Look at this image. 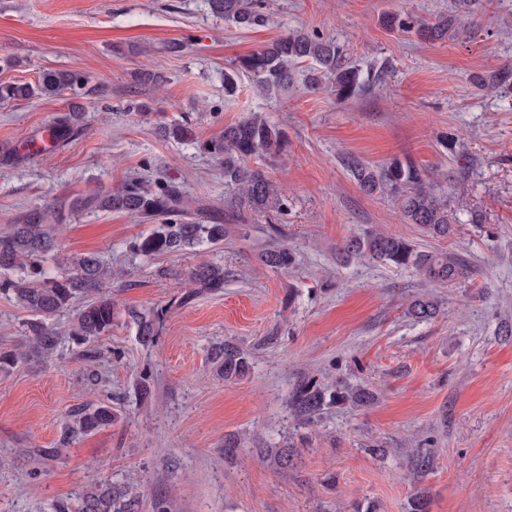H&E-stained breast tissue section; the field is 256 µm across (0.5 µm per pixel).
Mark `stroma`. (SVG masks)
<instances>
[{"label": "stroma", "instance_id": "1", "mask_svg": "<svg viewBox=\"0 0 512 512\" xmlns=\"http://www.w3.org/2000/svg\"><path fill=\"white\" fill-rule=\"evenodd\" d=\"M264 4L266 25L242 29L209 0H0V83H33L49 70L85 78L55 97L0 104V154L38 137L55 114H83L66 146L20 164L0 158V229L51 209L56 263L94 251L122 275L108 336L0 370V512H50L100 476L140 480L144 503L161 494L171 512H406L420 491L429 512H512V335L499 331L512 324V97L472 81L512 63V0H484L468 32L444 42L386 29L381 18L431 21L453 0ZM291 29L345 44L362 75H375L370 91L348 101L313 91L309 64L297 62L287 92L244 77L225 93V70ZM144 68L162 83L139 84ZM253 112L288 136L283 156L250 162L286 208L240 217L226 206L233 190L218 166L162 129L187 119L207 140ZM449 134L452 149L440 141ZM352 155L377 166L411 160L451 196L460 223L447 247L476 274L434 287L441 311L431 321L405 315L422 290L413 270L336 259L337 245L365 228L418 237L390 196L359 189L345 167ZM135 175L177 183L227 226L223 245L146 262L131 245L149 225L71 210L72 200ZM274 224L297 256L287 271L260 260ZM206 263L223 265L222 290L196 292L189 275ZM130 308L159 313L154 346L139 342ZM27 318L0 292V350L22 348ZM222 342L249 353L243 378L213 372L210 352ZM91 366L93 388L83 379ZM310 377L377 399L306 422L288 397ZM92 399L111 404L117 421L43 461L38 449L53 447L63 418ZM229 437L239 441L230 460ZM257 438L294 446L292 464L259 459ZM427 438L432 463L417 474L412 461ZM373 444L386 455H371Z\"/></svg>", "mask_w": 512, "mask_h": 512}]
</instances>
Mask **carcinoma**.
I'll list each match as a JSON object with an SVG mask.
<instances>
[{
  "label": "carcinoma",
  "mask_w": 512,
  "mask_h": 512,
  "mask_svg": "<svg viewBox=\"0 0 512 512\" xmlns=\"http://www.w3.org/2000/svg\"><path fill=\"white\" fill-rule=\"evenodd\" d=\"M456 2V14L440 16L435 21H406L387 14L383 17V24L404 31L414 27L428 40H446L448 32L461 29L464 17H474L478 0ZM211 6L215 12L231 18L243 28L261 26L265 22L260 0H211ZM309 59L317 65L309 73L310 87H317L326 80L339 100L350 99L363 90L365 81L350 65L347 49L333 39L314 33H286L261 50L240 57L235 66L236 72L251 77L263 90L270 92L285 89L291 83L290 63ZM474 82L491 93L510 94L512 66H502L489 75L478 74ZM78 83L80 78L73 72L49 70L42 73L33 85L0 84V103L28 100L34 96L54 97ZM79 120L78 112L55 116L52 144L61 147ZM163 133L167 138L199 144L201 151L224 170V182L236 190L232 209L262 214L284 208L280 189L263 172L248 165V161L255 157L279 155L286 146L285 133L265 117L255 114L244 118L203 142L199 141L189 121L166 126ZM346 164L363 192L391 196L404 223L415 226L420 235L430 241L441 242L454 233L458 219L452 211L449 197L438 193L434 181L416 164L394 159L386 167L378 169L355 157L347 158ZM71 208L76 211H123L155 225L148 235L133 245L134 252L146 258L191 250L205 243L219 245L227 233L222 224L198 222L204 208L170 182L151 189L142 181L131 179L109 195L77 198L71 203ZM55 243L54 228L46 223V214L40 209L28 211L19 223L0 231V272H19L14 279L0 280V290L11 293L17 305L28 313L25 322L27 351L44 357L53 354L58 344L49 321L73 308L75 301H82V305L73 320L70 336L79 346L106 335L115 318L112 295L102 291L112 278V269L92 252L73 257L65 268L47 269L44 263L55 249ZM336 253L343 262L368 259L411 269L423 280L443 287L465 284L474 275V268L455 252L426 248L406 237L372 228L343 241L336 247ZM261 261L268 267L288 270L295 264V253L290 247L275 243L264 250ZM192 279L203 290H221L224 288V268L199 266L193 271ZM439 311V300L425 293L413 297L406 306L405 314L414 321L426 322L435 318ZM126 315L136 327L142 344L154 343L158 335V316L136 308L127 310ZM210 361L215 372L226 380L241 378L250 369L248 354L231 343L215 346L211 350ZM333 402L368 406L375 402V394L366 388L340 382L330 392L309 378L295 387L289 397L294 415L306 421L319 415ZM116 420V412L105 402L76 407L66 417L55 446L40 449V456L46 460H57L77 440L112 425ZM259 452L285 467L293 456V450L288 447L261 448ZM141 508L138 483L104 478L86 485L74 502L55 501L52 512H141Z\"/></svg>",
  "instance_id": "obj_1"
}]
</instances>
